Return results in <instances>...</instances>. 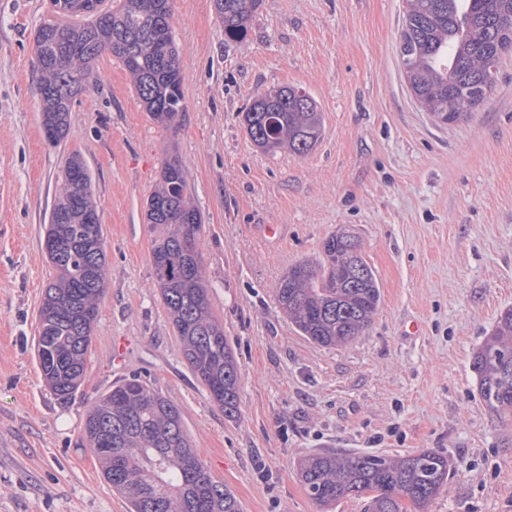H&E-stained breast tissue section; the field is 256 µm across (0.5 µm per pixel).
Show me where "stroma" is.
I'll return each instance as SVG.
<instances>
[{"label":"stroma","instance_id":"1","mask_svg":"<svg viewBox=\"0 0 512 512\" xmlns=\"http://www.w3.org/2000/svg\"><path fill=\"white\" fill-rule=\"evenodd\" d=\"M404 0H263L247 37L224 40L213 0H173L186 112L153 123L105 54L70 128L39 117L34 36L50 0H0V512H128L89 449L86 414L140 377L181 410L193 446L245 512H318L299 459L321 448L448 454L427 512H512V426L482 406L471 363L512 307V54L466 120L431 122L403 74ZM309 94L323 134L307 155H268L241 114L257 93ZM80 152L107 248L81 387L66 403L41 377L38 309L54 276L45 226L67 154ZM205 220L213 315L241 365L235 418L184 359L154 283L145 202L168 155ZM285 226L278 241L262 228ZM360 240L381 305L365 336L325 348L299 336L275 289L338 228Z\"/></svg>","mask_w":512,"mask_h":512}]
</instances>
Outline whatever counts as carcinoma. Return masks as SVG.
Segmentation results:
<instances>
[{
  "mask_svg": "<svg viewBox=\"0 0 512 512\" xmlns=\"http://www.w3.org/2000/svg\"><path fill=\"white\" fill-rule=\"evenodd\" d=\"M56 0V20L39 26L35 67L40 73L41 123L55 143L69 132L74 100L96 82L93 65L109 53L124 66L151 121L174 131L185 112L178 50L171 35L172 0ZM224 41L237 43L262 0H213ZM399 52L409 86L430 120L459 122L492 91L503 57L512 52V0H406ZM242 124L265 153L304 156L323 132L315 100L282 86L255 96ZM92 179L81 154L70 153L45 225L47 256L57 270L39 310L36 355L55 396L80 388L99 303L107 285L103 227ZM155 286L170 316L181 352L224 415L238 413L240 364L212 314L203 273V216L188 172L165 161L146 201ZM276 297L296 332L321 347H342L365 335L381 303L374 269L352 233L331 235L319 255L291 265ZM476 392L491 416L512 422V307L501 311L472 357ZM123 427L121 444L107 450L94 439L105 425ZM81 443L98 460L104 480L129 503V512H244L235 494L215 479L196 454L180 409L137 378L124 379L88 411ZM310 499L325 509L342 499L366 501L365 512H425L445 489L451 460L439 450L406 455L325 448L298 462Z\"/></svg>",
  "mask_w": 512,
  "mask_h": 512,
  "instance_id": "cac0c4a2",
  "label": "carcinoma"
}]
</instances>
